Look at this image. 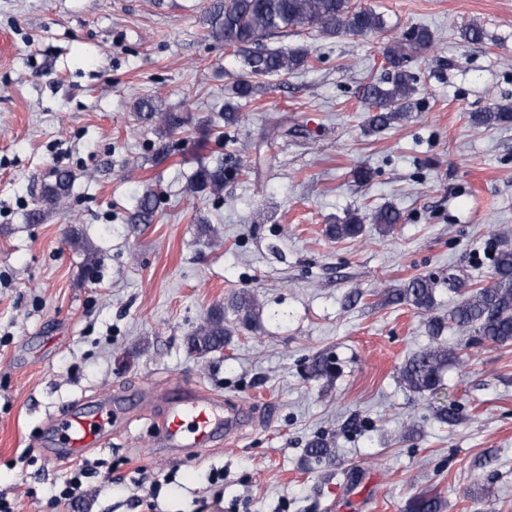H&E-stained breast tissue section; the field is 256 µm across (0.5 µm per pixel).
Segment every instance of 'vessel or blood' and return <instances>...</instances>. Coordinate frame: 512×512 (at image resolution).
Masks as SVG:
<instances>
[{"instance_id": "b4317fda", "label": "vessel or blood", "mask_w": 512, "mask_h": 512, "mask_svg": "<svg viewBox=\"0 0 512 512\" xmlns=\"http://www.w3.org/2000/svg\"><path fill=\"white\" fill-rule=\"evenodd\" d=\"M163 443L171 449L207 448L233 436L240 418L222 412L219 400L185 390L170 399L164 408ZM112 430V404L101 402L92 411H77L61 418L54 438V455L59 459L75 458L104 444Z\"/></svg>"}]
</instances>
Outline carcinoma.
I'll return each instance as SVG.
<instances>
[{
    "label": "carcinoma",
    "instance_id": "obj_1",
    "mask_svg": "<svg viewBox=\"0 0 512 512\" xmlns=\"http://www.w3.org/2000/svg\"><path fill=\"white\" fill-rule=\"evenodd\" d=\"M205 38L224 44L230 54L238 58L241 72L231 86L237 100L224 104V123L235 125L241 121L242 103L251 101L259 87V80L268 76L287 74L309 64L311 49L297 47L293 50L269 49L265 41L293 27H309L326 36H364L384 30L383 16L370 7L356 6L352 0H210L201 16ZM433 42L432 33L424 27L407 31L396 45L384 52L391 78L384 83L364 86L362 100L371 112L368 123L375 130H382L410 110L415 92V76L408 69L409 53L428 49ZM137 120L142 124H156L170 136L184 127L187 118L180 113L167 112L153 99L139 103ZM474 122L485 128L512 121L511 104H494L473 115ZM224 165L200 164L193 171L188 190L192 194H218L224 190ZM72 174L60 171L34 207L26 214V221L39 224L44 220V206L60 208L69 195ZM157 196L144 192L138 199L131 220L136 224L153 223L157 212ZM401 221L400 212L383 207L372 215V223L387 232ZM364 232V219L349 213L338 224L328 226L333 239L358 238ZM73 245L85 249L83 272L90 274L98 264L96 253L85 247V240L76 230L70 231ZM492 284L463 288L455 276H448V289L461 293V299L448 316L428 320V331L439 336L450 326L475 334L478 342L506 344L512 342V248L505 245L497 253L489 273ZM438 281L430 276L409 279L404 287L391 295L392 302L406 303L423 311L435 305ZM236 312L243 314L242 324H250L254 303L242 295L232 301ZM230 329L224 325V309L216 307L194 334L188 337V352L207 354L224 348ZM460 362L454 350L436 345L422 350L408 359L401 370L403 383L412 391L437 393L442 387V374L448 367ZM308 457L321 464L334 459V448L324 439L311 442L306 448ZM440 498L424 495L415 499L414 512H440Z\"/></svg>",
    "mask_w": 512,
    "mask_h": 512
}]
</instances>
